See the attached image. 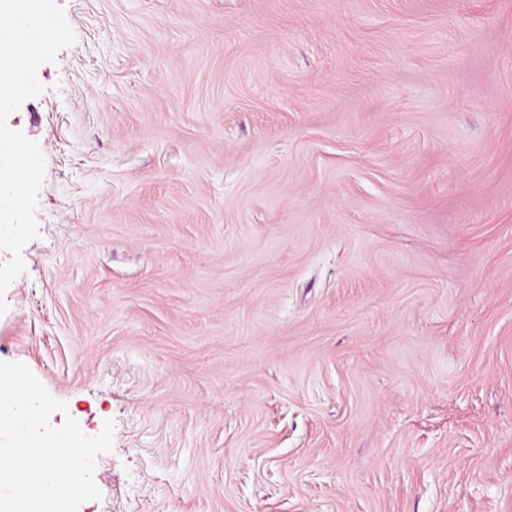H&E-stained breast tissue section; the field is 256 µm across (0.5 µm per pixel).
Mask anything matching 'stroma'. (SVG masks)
<instances>
[{
    "mask_svg": "<svg viewBox=\"0 0 512 512\" xmlns=\"http://www.w3.org/2000/svg\"><path fill=\"white\" fill-rule=\"evenodd\" d=\"M0 315L113 449L77 512H512V0H56Z\"/></svg>",
    "mask_w": 512,
    "mask_h": 512,
    "instance_id": "35a3bbf8",
    "label": "stroma"
}]
</instances>
